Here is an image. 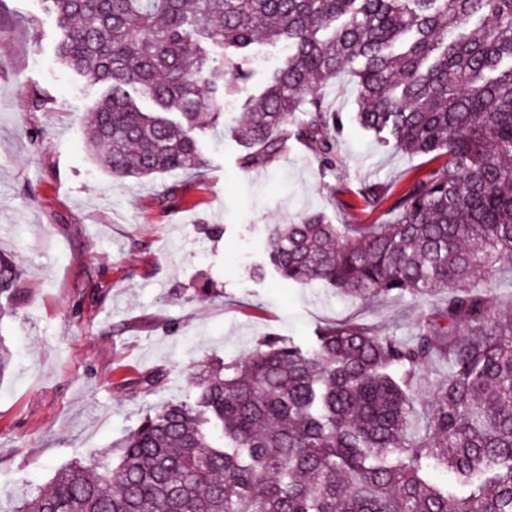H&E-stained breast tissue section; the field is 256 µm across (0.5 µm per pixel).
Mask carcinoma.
<instances>
[{
	"mask_svg": "<svg viewBox=\"0 0 512 512\" xmlns=\"http://www.w3.org/2000/svg\"><path fill=\"white\" fill-rule=\"evenodd\" d=\"M46 3L61 64L104 87L89 148L118 179L200 169L202 114L224 115L258 39L284 43L232 117L243 167L272 164L291 136L334 169L347 119L442 163L396 197L386 224L310 213L274 225L271 265L364 301L448 297L408 341L350 319L308 349L271 338L233 364L204 358L189 398L144 415L115 466L61 469L7 512H512V308L480 280L512 261V0ZM205 40L223 47L222 65ZM342 75L357 88L348 117L319 95ZM361 195L383 201L387 188ZM22 281L0 252V298L14 301ZM436 356L448 378L422 422L410 389ZM424 461L473 491L431 485Z\"/></svg>",
	"mask_w": 512,
	"mask_h": 512,
	"instance_id": "cac0c4a2",
	"label": "carcinoma"
}]
</instances>
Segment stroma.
<instances>
[{"label": "stroma", "mask_w": 512, "mask_h": 512, "mask_svg": "<svg viewBox=\"0 0 512 512\" xmlns=\"http://www.w3.org/2000/svg\"><path fill=\"white\" fill-rule=\"evenodd\" d=\"M60 39L42 0H0V252L25 271L21 300L0 318L13 352L0 377L6 507L183 400L201 358L241 359L269 337L306 348L319 327L351 318L407 340L445 300L365 303L319 282L288 284L269 264L272 225L313 212L386 223V204L369 205L360 188L378 182L397 196L427 157L378 147L348 122L336 169L320 170L293 139L274 163L246 169L231 127L207 125L201 172L119 180L86 147L85 113L103 88L60 64ZM158 371L163 382L145 388Z\"/></svg>", "instance_id": "obj_1"}]
</instances>
